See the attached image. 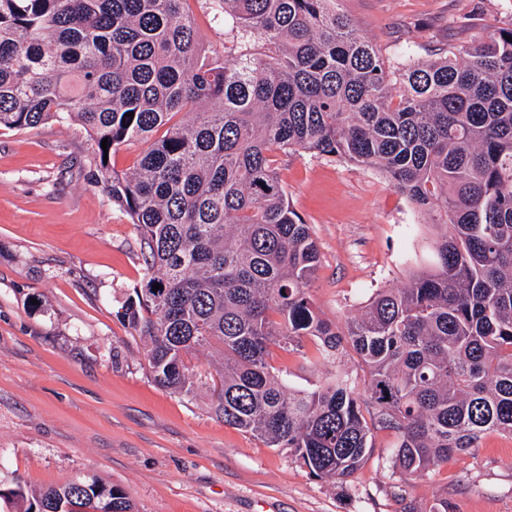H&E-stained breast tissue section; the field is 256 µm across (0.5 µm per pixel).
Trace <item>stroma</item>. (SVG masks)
<instances>
[{"label": "stroma", "instance_id": "1", "mask_svg": "<svg viewBox=\"0 0 512 512\" xmlns=\"http://www.w3.org/2000/svg\"><path fill=\"white\" fill-rule=\"evenodd\" d=\"M389 62L512 25V0H341ZM97 146L76 124L0 133V489L59 486L79 475L126 491L137 512H512V434L417 479L391 464L379 431L358 470L332 484L288 452L225 425L211 391L183 396L152 381L137 332L116 313L143 278L140 236L85 174ZM292 208L320 253L311 284L320 315L343 324L383 288L427 270L437 235L377 171L314 154L277 153ZM272 348L292 390L313 388L314 354Z\"/></svg>", "mask_w": 512, "mask_h": 512}]
</instances>
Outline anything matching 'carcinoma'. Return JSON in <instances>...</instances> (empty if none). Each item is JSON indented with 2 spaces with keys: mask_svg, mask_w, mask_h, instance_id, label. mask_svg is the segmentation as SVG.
<instances>
[{
  "mask_svg": "<svg viewBox=\"0 0 512 512\" xmlns=\"http://www.w3.org/2000/svg\"><path fill=\"white\" fill-rule=\"evenodd\" d=\"M338 2L215 0L230 36L220 56L200 47L186 0H0V130L75 122L109 151L149 143L131 173L98 149L87 177H103L140 233L145 275L118 317L144 340L158 387L197 393L206 381L189 357L216 349L224 424L333 483L389 431L394 466L419 478L489 430L512 433V26L391 64ZM277 152L381 173L426 223L450 228L433 269L341 327L324 319L309 293L318 247ZM273 345L331 370L288 391ZM349 349L361 381L338 367ZM0 500L10 512H135L93 478L17 483Z\"/></svg>",
  "mask_w": 512,
  "mask_h": 512,
  "instance_id": "obj_1",
  "label": "carcinoma"
}]
</instances>
